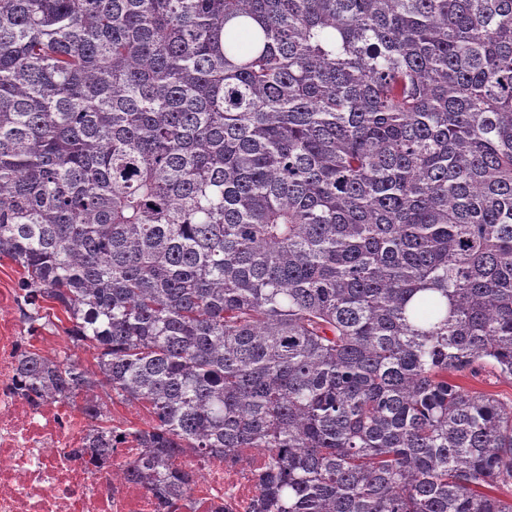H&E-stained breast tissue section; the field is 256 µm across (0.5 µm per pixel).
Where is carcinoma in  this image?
Segmentation results:
<instances>
[{
    "label": "carcinoma",
    "mask_w": 512,
    "mask_h": 512,
    "mask_svg": "<svg viewBox=\"0 0 512 512\" xmlns=\"http://www.w3.org/2000/svg\"><path fill=\"white\" fill-rule=\"evenodd\" d=\"M2 259L69 340L26 396L105 456L146 407L152 489L512 512V401L448 379H512V0H0ZM112 419L117 423H132L138 427L145 428L150 420V415L145 408L115 404Z\"/></svg>",
    "instance_id": "carcinoma-1"
}]
</instances>
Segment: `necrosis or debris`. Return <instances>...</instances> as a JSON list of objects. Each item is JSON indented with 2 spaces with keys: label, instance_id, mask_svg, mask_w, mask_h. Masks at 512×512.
I'll use <instances>...</instances> for the list:
<instances>
[{
  "label": "necrosis or debris",
  "instance_id": "necrosis-or-debris-1",
  "mask_svg": "<svg viewBox=\"0 0 512 512\" xmlns=\"http://www.w3.org/2000/svg\"><path fill=\"white\" fill-rule=\"evenodd\" d=\"M26 342L17 291L0 288V512H254L266 461L254 450L205 458L185 452L175 466L194 480L163 497L128 475L134 442L121 441L93 463L70 456L91 447L90 422L63 402L27 399L17 373Z\"/></svg>",
  "mask_w": 512,
  "mask_h": 512
}]
</instances>
